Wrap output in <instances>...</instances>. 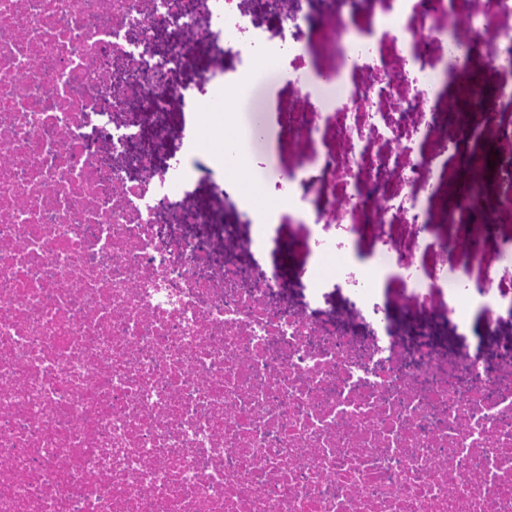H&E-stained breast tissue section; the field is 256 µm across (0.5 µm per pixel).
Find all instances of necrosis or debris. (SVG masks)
I'll return each instance as SVG.
<instances>
[{"label": "necrosis or debris", "instance_id": "1", "mask_svg": "<svg viewBox=\"0 0 512 512\" xmlns=\"http://www.w3.org/2000/svg\"><path fill=\"white\" fill-rule=\"evenodd\" d=\"M195 145L248 180L259 97L291 75L289 171L240 235L168 162L201 51ZM512 0H0V512H512V357L490 370L407 346L358 311L285 304L238 261L279 211L306 226L312 292L364 298L384 270L405 323L512 318V131L442 216L464 110L512 107ZM508 193L487 209V179ZM170 224H220L223 242ZM333 224L342 239L325 236ZM421 225L434 280L394 236ZM379 246L357 247L360 230ZM495 290L475 304L472 287Z\"/></svg>", "mask_w": 512, "mask_h": 512}]
</instances>
